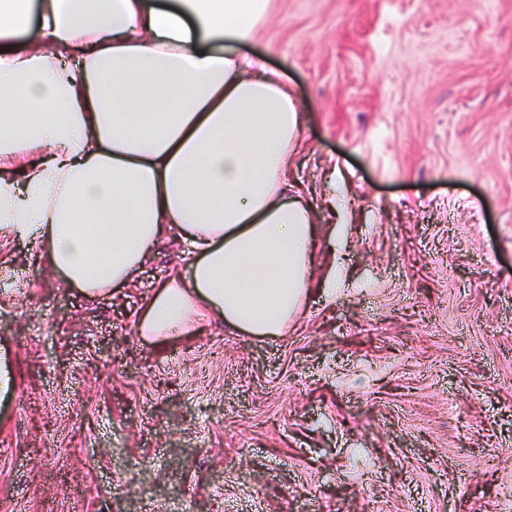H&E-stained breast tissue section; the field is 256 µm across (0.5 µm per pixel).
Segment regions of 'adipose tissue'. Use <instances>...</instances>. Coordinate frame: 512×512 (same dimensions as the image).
<instances>
[{
  "label": "adipose tissue",
  "instance_id": "obj_1",
  "mask_svg": "<svg viewBox=\"0 0 512 512\" xmlns=\"http://www.w3.org/2000/svg\"><path fill=\"white\" fill-rule=\"evenodd\" d=\"M269 0H22L0 10V243L38 245L91 299L177 229L191 274L136 321L161 343L214 321L280 336L315 258L288 183L302 112L236 52Z\"/></svg>",
  "mask_w": 512,
  "mask_h": 512
}]
</instances>
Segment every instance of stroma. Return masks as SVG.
Instances as JSON below:
<instances>
[{"instance_id":"35a3bbf8","label":"stroma","mask_w":512,"mask_h":512,"mask_svg":"<svg viewBox=\"0 0 512 512\" xmlns=\"http://www.w3.org/2000/svg\"><path fill=\"white\" fill-rule=\"evenodd\" d=\"M242 51L304 114V315L158 345L177 232L99 300L0 246V512H504L512 0H271Z\"/></svg>"}]
</instances>
